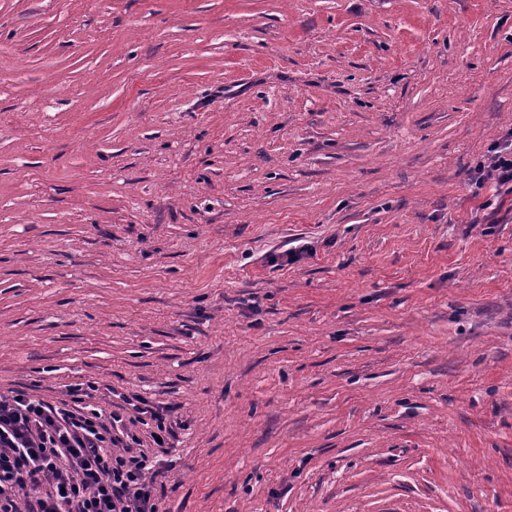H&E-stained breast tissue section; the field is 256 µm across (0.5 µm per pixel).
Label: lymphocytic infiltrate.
I'll use <instances>...</instances> for the list:
<instances>
[{"label":"lymphocytic infiltrate","mask_w":512,"mask_h":512,"mask_svg":"<svg viewBox=\"0 0 512 512\" xmlns=\"http://www.w3.org/2000/svg\"><path fill=\"white\" fill-rule=\"evenodd\" d=\"M475 181L512 194V132ZM124 415L0 394V512H158V457L133 448Z\"/></svg>","instance_id":"1"}]
</instances>
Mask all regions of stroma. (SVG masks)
Returning <instances> with one entry per match:
<instances>
[{
  "label": "stroma",
  "mask_w": 512,
  "mask_h": 512,
  "mask_svg": "<svg viewBox=\"0 0 512 512\" xmlns=\"http://www.w3.org/2000/svg\"><path fill=\"white\" fill-rule=\"evenodd\" d=\"M512 0H0V393L175 433L161 512H512ZM475 183L492 180L512 194V132L506 133L491 150L487 164H480L473 176Z\"/></svg>",
  "instance_id": "35a3bbf8"
}]
</instances>
